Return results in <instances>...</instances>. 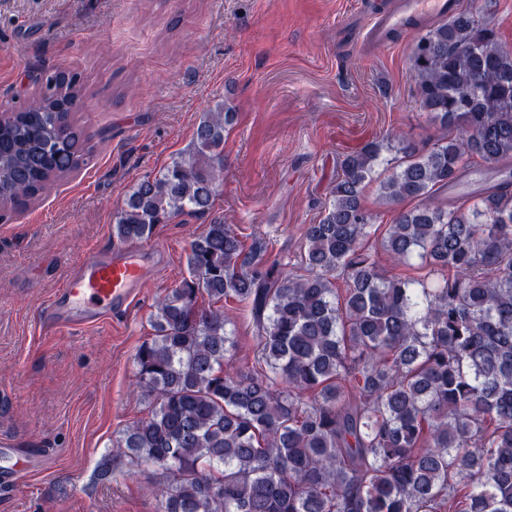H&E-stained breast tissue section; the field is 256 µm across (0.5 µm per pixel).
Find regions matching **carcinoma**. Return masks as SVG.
<instances>
[{
	"label": "carcinoma",
	"instance_id": "cac0c4a2",
	"mask_svg": "<svg viewBox=\"0 0 512 512\" xmlns=\"http://www.w3.org/2000/svg\"><path fill=\"white\" fill-rule=\"evenodd\" d=\"M413 69L442 135L343 155L298 265L218 219L191 241L188 276L156 302L134 358L148 416L121 431L98 480L157 468L159 512H512V181L458 207L441 197L471 163L512 162V50L461 9L419 38ZM82 95L79 74L57 72L10 109L0 223L91 162ZM234 118L204 113L190 149L126 195L112 235L139 241L209 213ZM31 141L36 152L19 149ZM380 166L379 202H416L383 254L393 267L418 258V277L390 274L370 244L378 215L363 195ZM224 300L250 309L248 370L229 365Z\"/></svg>",
	"mask_w": 512,
	"mask_h": 512
}]
</instances>
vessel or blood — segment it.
I'll return each mask as SVG.
<instances>
[{
  "mask_svg": "<svg viewBox=\"0 0 512 512\" xmlns=\"http://www.w3.org/2000/svg\"><path fill=\"white\" fill-rule=\"evenodd\" d=\"M461 5L462 0H391L388 8L373 14L365 37L385 45L392 32L417 20L451 16ZM145 275V256L139 249L92 254L67 274L48 306L46 321L66 325L75 312L81 313L85 324L112 316L130 304Z\"/></svg>",
  "mask_w": 512,
  "mask_h": 512,
  "instance_id": "obj_1",
  "label": "vessel or blood"
}]
</instances>
